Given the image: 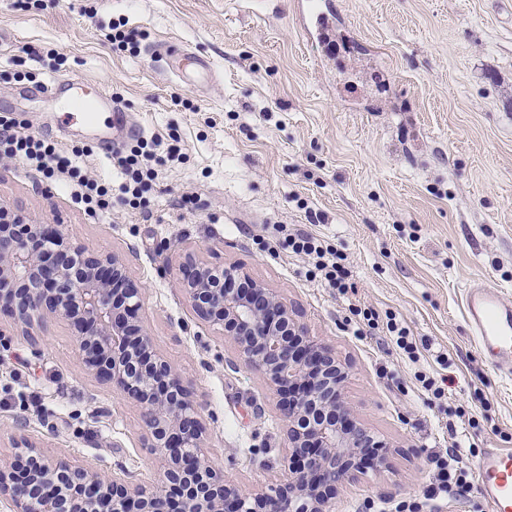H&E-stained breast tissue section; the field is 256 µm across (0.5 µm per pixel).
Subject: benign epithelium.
<instances>
[{
  "mask_svg": "<svg viewBox=\"0 0 512 512\" xmlns=\"http://www.w3.org/2000/svg\"><path fill=\"white\" fill-rule=\"evenodd\" d=\"M238 281L237 291L224 287ZM178 286L201 320L224 329L238 361L260 373L288 422V472L257 490L230 484L206 447L199 405L178 368L157 352L138 321L144 289L116 255H96L59 230L0 206V308L24 327L67 321L86 370L112 383L142 410L146 442L162 451L158 483L134 485L126 472L49 455L24 434L16 472L0 465V502L10 512H329L336 490L362 468L359 449L386 443L350 418L348 373L264 283L236 266H211L192 252Z\"/></svg>",
  "mask_w": 512,
  "mask_h": 512,
  "instance_id": "benign-epithelium-1",
  "label": "benign epithelium"
}]
</instances>
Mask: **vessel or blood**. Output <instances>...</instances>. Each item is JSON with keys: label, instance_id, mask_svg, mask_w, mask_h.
Listing matches in <instances>:
<instances>
[{"label": "vessel or blood", "instance_id": "vessel-or-blood-1", "mask_svg": "<svg viewBox=\"0 0 512 512\" xmlns=\"http://www.w3.org/2000/svg\"><path fill=\"white\" fill-rule=\"evenodd\" d=\"M152 53L164 60L172 73L189 68L205 73L211 69L208 58L186 50L158 46ZM43 90L63 106L67 123L106 128V135L98 140L103 151H110L117 137L140 133L130 113L101 85L74 79L53 80ZM464 305L466 323L480 353L500 363L512 361V304L497 289L476 283L467 288ZM477 485L490 512H512V454L490 451L479 467Z\"/></svg>", "mask_w": 512, "mask_h": 512}]
</instances>
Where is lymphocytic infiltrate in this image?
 <instances>
[{
	"label": "lymphocytic infiltrate",
	"mask_w": 512,
	"mask_h": 512,
	"mask_svg": "<svg viewBox=\"0 0 512 512\" xmlns=\"http://www.w3.org/2000/svg\"><path fill=\"white\" fill-rule=\"evenodd\" d=\"M82 149L64 152L46 143L32 133L16 130L13 123L0 119V156L15 160L35 170L49 180L67 178L75 183L74 199L86 213H106L113 200L131 208L144 204V195L157 177L158 167L178 159V145H161L160 142L139 141L127 150L115 152L113 162L119 169L122 181L119 187L87 178L78 164ZM276 233L282 234L284 243L292 253L306 256L309 260L307 275L325 287L347 293L352 284L345 266V255L321 239V237L298 230H288L286 225H275ZM432 480L426 489L427 498L440 495H464L469 487V472L461 466L456 452L432 455Z\"/></svg>",
	"instance_id": "lymphocytic-infiltrate-1"
}]
</instances>
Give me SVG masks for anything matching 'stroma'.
I'll list each match as a JSON object with an SVG mask.
<instances>
[{
	"label": "stroma",
	"instance_id": "1",
	"mask_svg": "<svg viewBox=\"0 0 512 512\" xmlns=\"http://www.w3.org/2000/svg\"><path fill=\"white\" fill-rule=\"evenodd\" d=\"M300 0H0V114L59 149L87 148V175L119 184L89 132L64 126L37 86L56 78L108 86L142 136L178 143L146 207L83 214L67 182L0 159V205L50 224L95 254L132 261L138 317L203 405L207 443L226 480H283L277 398L260 375L231 367L223 331L178 288L186 252L239 266L291 307L347 366L353 419L388 444L340 487L331 512H488L477 487L428 501L430 457L456 446L470 474L485 453L512 451V366L481 356L465 321L468 285L512 303V0H318L333 24L310 37ZM124 22L137 52L104 35ZM172 45L206 56L211 77L178 79L151 54ZM192 197L180 208V197ZM319 235L347 257L356 295L306 275L304 260L256 243L266 225ZM393 312L416 360L381 330L357 332L352 306ZM74 330L51 324L30 342L0 315V463L12 438L137 483L159 476L137 406L88 373ZM450 383L429 401L418 374Z\"/></svg>",
	"mask_w": 512,
	"mask_h": 512
}]
</instances>
